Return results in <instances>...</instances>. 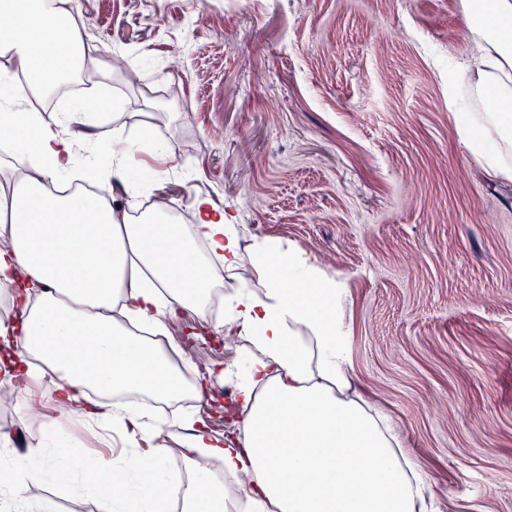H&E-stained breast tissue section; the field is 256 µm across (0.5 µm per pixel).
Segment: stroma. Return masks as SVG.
<instances>
[{
	"label": "stroma",
	"instance_id": "1",
	"mask_svg": "<svg viewBox=\"0 0 512 512\" xmlns=\"http://www.w3.org/2000/svg\"><path fill=\"white\" fill-rule=\"evenodd\" d=\"M95 49L91 88L124 127L135 209L228 210L242 246L305 252L349 290L342 313L361 393L393 420L434 512H512V171L490 169L449 103L469 102L477 46L461 0H73ZM166 354L213 398L176 408L228 428L249 357L210 318L165 324ZM53 391L0 399L18 450L61 429L86 467L120 440ZM30 507L99 512L86 489L21 487Z\"/></svg>",
	"mask_w": 512,
	"mask_h": 512
}]
</instances>
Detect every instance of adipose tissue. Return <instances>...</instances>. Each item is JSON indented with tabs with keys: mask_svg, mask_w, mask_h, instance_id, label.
Segmentation results:
<instances>
[{
	"mask_svg": "<svg viewBox=\"0 0 512 512\" xmlns=\"http://www.w3.org/2000/svg\"><path fill=\"white\" fill-rule=\"evenodd\" d=\"M70 0H0V56L25 78L0 97V128L11 131L28 164L0 172V376L16 391L51 386L61 413L112 431L132 455L93 468L63 444L0 447V512H21L13 487L51 476L88 487L101 512H159V489L174 481L154 419L104 393L143 391L175 403L205 402L147 339L164 320L206 316L212 288L206 248L225 273L250 266L261 288L232 283L220 330L252 354L238 388V418L216 434L201 414L176 418L191 461L215 458L225 473L249 478L246 494L262 512H426V486L387 418L358 392L341 312L344 282L303 252L271 240L240 245L223 209L197 198L191 221H136L107 196L53 194L75 161L72 115L46 123L17 111L23 94L43 96L92 61ZM473 19L479 67L471 94L488 97L482 115L460 113L458 128L493 168L512 142V0H462ZM224 485L198 469L184 512H227Z\"/></svg>",
	"mask_w": 512,
	"mask_h": 512,
	"instance_id": "obj_1",
	"label": "adipose tissue"
}]
</instances>
